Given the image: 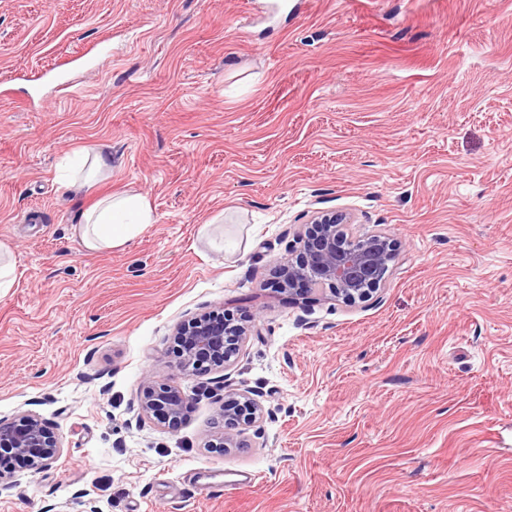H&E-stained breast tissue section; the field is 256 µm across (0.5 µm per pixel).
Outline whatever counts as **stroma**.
Segmentation results:
<instances>
[{
    "label": "stroma",
    "instance_id": "obj_1",
    "mask_svg": "<svg viewBox=\"0 0 512 512\" xmlns=\"http://www.w3.org/2000/svg\"><path fill=\"white\" fill-rule=\"evenodd\" d=\"M290 2L0 0V418L63 448L0 512H512V0ZM82 148L112 174L64 193ZM124 191L155 224L87 252L79 213ZM319 212L399 241L372 298L273 287ZM217 309L260 334L182 374L176 325ZM151 369L177 428L138 419ZM232 389L264 417L222 452ZM201 467L251 481L209 497Z\"/></svg>",
    "mask_w": 512,
    "mask_h": 512
}]
</instances>
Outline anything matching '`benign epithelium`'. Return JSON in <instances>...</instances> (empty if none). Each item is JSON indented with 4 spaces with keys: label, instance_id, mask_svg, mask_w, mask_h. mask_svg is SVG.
Segmentation results:
<instances>
[{
    "label": "benign epithelium",
    "instance_id": "benign-epithelium-1",
    "mask_svg": "<svg viewBox=\"0 0 512 512\" xmlns=\"http://www.w3.org/2000/svg\"><path fill=\"white\" fill-rule=\"evenodd\" d=\"M345 223L346 218L338 215L315 218L313 229L298 238L296 257H288L277 265L278 289L297 296L313 287L327 286L336 298L350 304L372 297L384 281L398 245L386 234L350 237L342 230ZM249 332L222 310L193 318L176 332L177 367L187 375L224 367L238 354ZM188 403V396L159 382L158 373L144 377L139 393L142 417L173 428ZM261 415L259 401L246 394L230 397L220 409L228 429L254 424ZM61 454L59 438L39 417L21 413L11 419H0V459L6 455L23 457L31 469L40 471Z\"/></svg>",
    "mask_w": 512,
    "mask_h": 512
}]
</instances>
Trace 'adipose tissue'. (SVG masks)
Segmentation results:
<instances>
[{
    "mask_svg": "<svg viewBox=\"0 0 512 512\" xmlns=\"http://www.w3.org/2000/svg\"><path fill=\"white\" fill-rule=\"evenodd\" d=\"M155 221L147 198L136 192L107 193L83 210L74 226L87 251L124 246Z\"/></svg>",
    "mask_w": 512,
    "mask_h": 512,
    "instance_id": "obj_1",
    "label": "adipose tissue"
}]
</instances>
